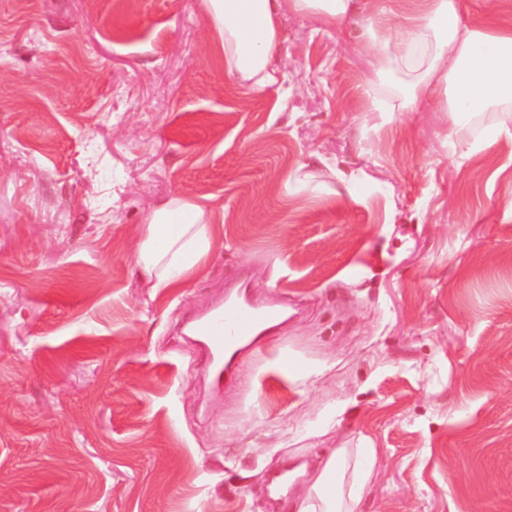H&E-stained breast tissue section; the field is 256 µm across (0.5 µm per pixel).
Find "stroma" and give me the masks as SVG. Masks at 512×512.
Here are the masks:
<instances>
[{
	"mask_svg": "<svg viewBox=\"0 0 512 512\" xmlns=\"http://www.w3.org/2000/svg\"><path fill=\"white\" fill-rule=\"evenodd\" d=\"M278 64L227 76L201 0H0V512H276L335 448L364 512H512V118L368 111L350 18ZM169 196L224 237L157 291ZM240 281L288 316L215 395L181 331Z\"/></svg>",
	"mask_w": 512,
	"mask_h": 512,
	"instance_id": "35a3bbf8",
	"label": "stroma"
}]
</instances>
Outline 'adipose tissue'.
I'll use <instances>...</instances> for the list:
<instances>
[{
    "label": "adipose tissue",
    "mask_w": 512,
    "mask_h": 512,
    "mask_svg": "<svg viewBox=\"0 0 512 512\" xmlns=\"http://www.w3.org/2000/svg\"><path fill=\"white\" fill-rule=\"evenodd\" d=\"M225 73L255 90L278 83L281 19L291 13L332 23L354 16L373 49L367 94L396 83L386 112H411L435 96L451 134L464 140L472 118L492 107L512 110V0H485L481 20L461 21L464 0H203ZM219 240L212 214L181 197L147 214L134 265L156 288H180L202 270ZM371 451L333 449L301 465L292 512H363Z\"/></svg>",
    "instance_id": "ef3b65f1"
}]
</instances>
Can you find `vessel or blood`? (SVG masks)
I'll return each instance as SVG.
<instances>
[{
  "label": "vessel or blood",
  "mask_w": 512,
  "mask_h": 512,
  "mask_svg": "<svg viewBox=\"0 0 512 512\" xmlns=\"http://www.w3.org/2000/svg\"><path fill=\"white\" fill-rule=\"evenodd\" d=\"M282 316L280 304L255 302L246 288L239 287L228 292L223 306L187 322L189 335L204 350V372L213 389L222 388L243 353L255 351Z\"/></svg>",
  "instance_id": "obj_1"
}]
</instances>
